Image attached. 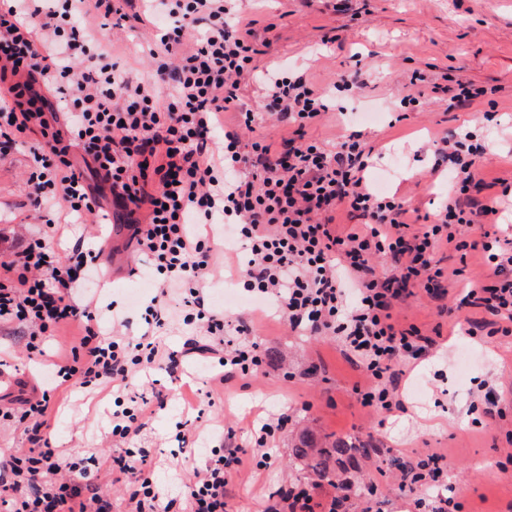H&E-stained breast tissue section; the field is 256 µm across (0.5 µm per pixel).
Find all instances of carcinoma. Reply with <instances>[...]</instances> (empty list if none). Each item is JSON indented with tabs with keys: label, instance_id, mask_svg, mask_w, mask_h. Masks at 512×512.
Returning <instances> with one entry per match:
<instances>
[{
	"label": "carcinoma",
	"instance_id": "carcinoma-1",
	"mask_svg": "<svg viewBox=\"0 0 512 512\" xmlns=\"http://www.w3.org/2000/svg\"><path fill=\"white\" fill-rule=\"evenodd\" d=\"M378 452L371 444L366 442H354L343 438L335 439L322 447H317L314 439L306 436L292 449L293 456L306 461L307 467L322 482L344 489L340 480V473L345 471L344 459L358 453L364 457H370Z\"/></svg>",
	"mask_w": 512,
	"mask_h": 512
}]
</instances>
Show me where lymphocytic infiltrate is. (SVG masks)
<instances>
[{
    "instance_id": "lymphocytic-infiltrate-1",
    "label": "lymphocytic infiltrate",
    "mask_w": 512,
    "mask_h": 512,
    "mask_svg": "<svg viewBox=\"0 0 512 512\" xmlns=\"http://www.w3.org/2000/svg\"><path fill=\"white\" fill-rule=\"evenodd\" d=\"M157 9L173 23L148 46L149 75L130 77L112 58L104 21L116 15L150 25ZM256 53L252 25L233 14L230 0H159L154 9L145 0H0V155L35 136L29 200L46 228L0 263V324L27 329L30 353L38 351L39 335L80 326L78 345L53 364L47 387L111 389L112 433L126 442L164 406L159 393L138 394L133 407L123 406L140 371L160 362L173 375L196 354L217 361L226 381L253 377L261 363L259 344L233 342L247 323L227 320L223 306L208 299L213 224L228 231L230 252L243 259V289L264 310L291 330L341 337L360 359L367 382L355 393L365 407L392 411L388 379L428 354L417 326L393 323L395 305L417 287L443 299L449 276L464 277L474 253L494 264V277L467 279L462 303L487 312L480 326L489 335H512V240L494 239L486 228L497 200L476 198L487 187L484 145L468 131L442 138L435 165L447 168L452 196L431 223L412 231L404 202L367 183L373 149L360 132L332 151L305 139L328 99L303 76L267 75L263 107L294 129L287 152L260 142L243 152L231 131L223 148H213L229 107L238 106L244 126L255 120L251 109L239 107L238 90L251 77ZM77 151L92 160L113 196L146 212L131 224V240L159 292L146 308V330L134 338L100 329L112 306L88 282L103 249L79 241L61 257L49 242L64 222L109 219L72 162ZM341 210L357 220L344 233L334 225ZM444 243L454 244L461 262L451 274L434 259ZM376 256L390 263L392 275L377 272ZM175 306L214 342L162 351L159 333ZM48 407L44 396L0 414L21 425L28 442L0 458V504H11V512H112L98 471L80 452L55 446ZM148 458L127 446L109 457L130 512H227L224 489L242 465L240 448L208 461L171 498L156 491Z\"/></svg>"
}]
</instances>
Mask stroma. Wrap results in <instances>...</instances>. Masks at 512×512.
<instances>
[{
  "label": "stroma",
  "mask_w": 512,
  "mask_h": 512,
  "mask_svg": "<svg viewBox=\"0 0 512 512\" xmlns=\"http://www.w3.org/2000/svg\"><path fill=\"white\" fill-rule=\"evenodd\" d=\"M239 0L247 18L255 22L258 55L256 71L241 90V98L255 114L253 130L240 126L236 110L224 114L214 134L223 143L225 131H236L243 144L264 140L282 147L290 130L270 118L261 107L262 76L281 66L304 74L316 90L327 93L330 109L305 129L308 140L333 146L346 134L339 107L366 105L376 109L377 121H359L366 142L374 148V164L365 176H389L388 192L402 198L418 215L433 213L449 195L448 174L433 171V142L448 131L468 127L486 146V179H512V0ZM369 68L367 88L345 93L333 84L356 65ZM421 71V104L403 112L399 101L411 93L409 78ZM488 88L485 97L464 111L449 110L435 99L431 85L441 77ZM28 144L0 156V262L10 260L26 236L21 222L27 214ZM96 189L109 224L96 227L91 243L103 246L107 298L127 320L124 335L139 334L141 315L155 290L140 274V257L128 249L126 215L114 201L108 183L86 171ZM460 290L438 304L422 289L397 309L400 323L416 325L424 335L440 329L425 360L407 365L395 395L399 409L378 412L363 407L355 393L365 375L337 336H299L276 319L252 313L248 302L229 309V318L244 317L253 325L240 336L258 343L262 364L251 384L235 378L219 384L208 381L197 358L184 363L178 380L164 370H152L144 385H157L166 396L162 410L147 420L134 445L150 451L155 485L162 494L176 496L194 469L202 467L212 449L247 444L263 424L288 415L287 428L270 441L269 464L246 469L226 491L230 512H264L280 486L310 484L309 470L292 457V448L306 433L327 443L346 435L361 436L377 448V455L357 458L348 477L373 482L376 496H350L344 512H419L418 492L402 483L396 460L416 461L429 449L447 456L446 482L455 496L465 499L468 512H512V469L500 471L499 461L512 454V337L467 335L464 318L478 319L477 309L458 308ZM453 314L441 313V306ZM77 328L66 327L44 343V356L29 357L25 340L11 328L0 329V371L10 377L0 387V408L19 398L40 396L51 362L62 361L78 341ZM465 354L468 372L459 375L457 354ZM212 393L215 404L198 415L196 401ZM502 411L493 420L482 418L485 399ZM50 431L57 447L73 448L105 458L115 447L112 437L111 390L60 388L52 393ZM194 422L197 434L187 447L175 439L177 425ZM235 436H228V429Z\"/></svg>",
  "instance_id": "35a3bbf8"
}]
</instances>
